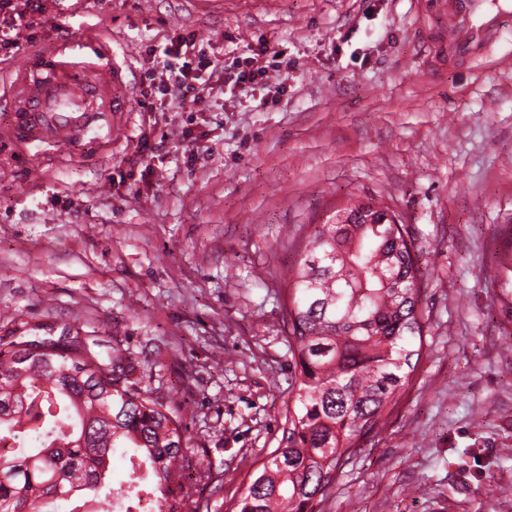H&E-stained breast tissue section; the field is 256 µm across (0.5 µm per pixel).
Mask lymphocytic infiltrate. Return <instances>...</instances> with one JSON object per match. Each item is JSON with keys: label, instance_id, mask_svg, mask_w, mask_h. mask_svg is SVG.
<instances>
[{"label": "lymphocytic infiltrate", "instance_id": "obj_1", "mask_svg": "<svg viewBox=\"0 0 512 512\" xmlns=\"http://www.w3.org/2000/svg\"><path fill=\"white\" fill-rule=\"evenodd\" d=\"M47 0H0V57L8 58L22 45H35L37 17L46 12ZM152 59L145 72L139 104L147 111L165 112L185 102L209 106L215 90L228 88L238 98L250 97L256 87L266 86L271 72L287 68L284 59H266L263 52L234 62L226 74L223 61L197 43L194 35H180L169 42L147 45Z\"/></svg>", "mask_w": 512, "mask_h": 512}]
</instances>
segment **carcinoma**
Wrapping results in <instances>:
<instances>
[{"label": "carcinoma", "instance_id": "carcinoma-1", "mask_svg": "<svg viewBox=\"0 0 512 512\" xmlns=\"http://www.w3.org/2000/svg\"><path fill=\"white\" fill-rule=\"evenodd\" d=\"M346 221L320 224L290 270L286 309L294 383L282 445L248 485L237 512H313L361 442L381 433L421 356L422 281L407 225L390 208L353 200ZM134 360L80 331L0 338V512H58L85 501L124 512H200V484L219 481L187 448L180 407L141 386ZM136 449L124 484L111 458Z\"/></svg>", "mask_w": 512, "mask_h": 512}]
</instances>
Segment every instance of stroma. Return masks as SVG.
Masks as SVG:
<instances>
[{
	"mask_svg": "<svg viewBox=\"0 0 512 512\" xmlns=\"http://www.w3.org/2000/svg\"><path fill=\"white\" fill-rule=\"evenodd\" d=\"M436 0H51L36 47L101 26L138 85L146 45L288 58L211 109L117 115V139L50 160L0 148V337L80 329L184 408L189 446L235 512L281 444L293 389L284 302L307 237L349 199L401 216L424 269V346L386 418L314 512H512V20L449 60ZM192 137H185V130Z\"/></svg>",
	"mask_w": 512,
	"mask_h": 512,
	"instance_id": "35a3bbf8",
	"label": "stroma"
}]
</instances>
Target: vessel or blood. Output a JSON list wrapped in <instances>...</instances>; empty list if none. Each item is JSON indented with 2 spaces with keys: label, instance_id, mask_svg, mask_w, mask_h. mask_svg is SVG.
Returning <instances> with one entry per match:
<instances>
[{
  "label": "vessel or blood",
  "instance_id": "vessel-or-blood-1",
  "mask_svg": "<svg viewBox=\"0 0 512 512\" xmlns=\"http://www.w3.org/2000/svg\"><path fill=\"white\" fill-rule=\"evenodd\" d=\"M485 0H444L448 18V56L473 61L493 43L503 21L502 13L484 9ZM105 29L85 33L81 47L57 44L51 51L48 77H36L26 64L11 84L7 101L15 107L0 125V140L56 149L76 142L93 147L111 141L117 130L99 111L95 101L102 91L112 93V109H130L131 87L125 70L110 47Z\"/></svg>",
  "mask_w": 512,
  "mask_h": 512
}]
</instances>
